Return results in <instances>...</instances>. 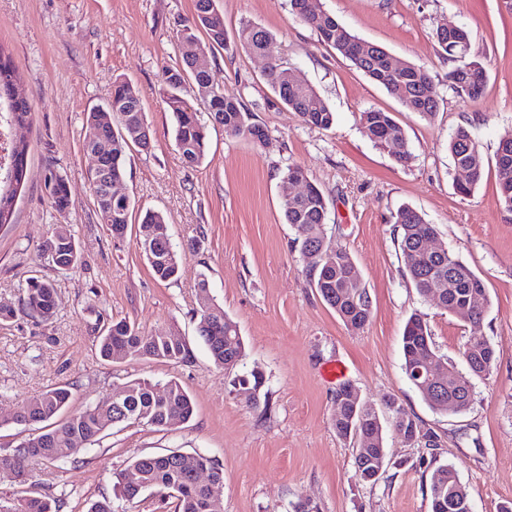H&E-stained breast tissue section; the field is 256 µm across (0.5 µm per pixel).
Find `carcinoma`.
<instances>
[{"mask_svg": "<svg viewBox=\"0 0 512 512\" xmlns=\"http://www.w3.org/2000/svg\"><path fill=\"white\" fill-rule=\"evenodd\" d=\"M217 0H194V14L189 23L179 30L178 38L198 40V33L205 35L204 45L210 50L226 49L229 46L224 23L211 18ZM301 21L316 33L318 39L350 60L371 80L382 86L407 109L425 119L435 116L439 93L423 68L407 64L402 69H390L387 52L379 45L362 40L351 34L333 16L325 12L310 11L296 14ZM273 35L261 26L244 23L235 36L234 46L256 54L269 53ZM441 55L456 62L448 72V84L456 93L473 101L482 98L486 87V71L477 58L470 55L461 58L456 48L471 49L469 32L459 27L442 38H436ZM289 70L274 62L267 73L268 81L279 99L296 112L308 125L327 129L334 122L330 110L315 89L307 82L288 81ZM18 77L10 58L0 53V99L12 95ZM163 103L173 113L176 121L175 141L183 159L190 165L200 163L208 149V131L200 123L192 104L193 96L209 83V75L192 69L187 58L168 67L163 72ZM207 105L212 124L224 129L231 136L244 137L256 144L267 139L264 127L256 121L253 113L240 101L213 93L207 96ZM9 117L3 127L4 152L0 167L14 173L0 184V228L10 223L17 184L26 174V144L12 137V128L21 127L29 121L30 108L25 101L7 105ZM360 123L365 134L377 143L389 137L403 139L400 126L390 113L367 109L360 113ZM141 100L132 84L116 80L112 87V152L121 154L119 167L126 172L128 153L132 147L147 149L150 140ZM454 164L470 170L469 178L456 182L457 193L468 196L483 180L487 161L471 131L460 126L448 141ZM495 174L499 194L498 200L506 210L512 211V145L497 149ZM92 195L101 223L122 231L128 229L132 215L129 198L102 200V188L97 177H91ZM49 185L53 187L51 198L56 210L64 211L71 205L66 180L58 174H50ZM284 223L295 231L299 252L316 251L326 233L327 204L320 188L309 183V192L302 199L286 202L283 207ZM167 224L165 216L158 211H147L141 219V246H146L145 237ZM436 233L435 225L426 221L417 210L405 206L395 214L394 235L403 267L409 281L423 296L429 295L437 284L443 286V295L436 306L470 322L481 320L488 305V295L482 280L460 257L446 249L440 253L425 250L424 239ZM53 240L57 245L52 265L59 270L74 267L79 254L69 226L56 227ZM151 250H143L153 275L161 281L173 280L179 273V255L173 248L170 235L159 234L152 239ZM356 268L351 255L345 250L327 253L320 258L319 265L306 268V274L323 301L330 306L344 325L351 330H362L371 317V298L361 278L352 275ZM56 307V289L48 280L31 278L24 290L21 311L29 316L49 318ZM209 318L196 315V332L206 346L213 364L231 371L245 356V344L236 324L224 313L223 307L212 304ZM403 369L409 382L417 389L423 400L434 410L463 413L473 400L475 378L489 376L494 367L495 351L491 342L483 336H471L459 350L463 368L459 369L443 357L445 364L441 381L433 391L420 378L416 369L420 359L436 355L430 330L418 314L408 319L402 340ZM97 349L104 359L114 361L126 357L159 359L172 363L185 362L190 358L186 341L178 336L149 335L127 320L110 323L97 337ZM266 379L262 370L255 367L250 372L237 374L232 387L257 392L250 404L256 408L268 407V392L264 391ZM356 390L349 384L336 388V414L332 425L336 435L343 440H357L354 454L355 476L362 482H370L375 468L387 459L384 446V427L378 412L355 403ZM72 393L67 388H54L22 404L13 417V423L30 426L53 421L48 430L25 440L9 455H0V479L10 480L29 477V462L35 458L48 462H61L63 457L72 458L114 428L141 425L167 431L177 424L188 422L194 415L195 406L190 395L174 380L152 383L134 379L126 383V395L119 406L105 403L82 410L67 411ZM391 414V426L410 442L418 431V423L395 398L383 400ZM432 467L429 481L431 512H472L470 495L453 468L444 463L421 459ZM211 471L212 481L202 484L197 481L198 470ZM116 489L128 501L140 498L145 492L154 493L160 500L172 498L177 512H221L217 504L224 497V475L216 461L202 453L179 455H143L132 460L116 475ZM64 502L37 496H20L0 500V512H62Z\"/></svg>", "mask_w": 512, "mask_h": 512, "instance_id": "obj_1", "label": "carcinoma"}]
</instances>
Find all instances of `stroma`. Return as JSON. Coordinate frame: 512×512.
Wrapping results in <instances>:
<instances>
[{
	"instance_id": "obj_1",
	"label": "stroma",
	"mask_w": 512,
	"mask_h": 512,
	"mask_svg": "<svg viewBox=\"0 0 512 512\" xmlns=\"http://www.w3.org/2000/svg\"><path fill=\"white\" fill-rule=\"evenodd\" d=\"M357 37L392 57L424 68L439 91L432 119L409 111L293 15L289 0H219L228 33L251 21L271 31L270 56L241 49L215 51L210 75L225 96L237 99L266 128L265 143L209 131L205 158L183 160L174 122L160 99L165 67L180 62L177 39L191 19L194 0H0V47L20 79L15 93L30 106L21 129L28 167L11 224L0 229V306L16 309L0 321V454L13 453L26 436L10 418L25 400L56 386L69 387L71 410L106 401L126 382L176 380L195 404L193 418L168 431L131 425L109 431L93 449L54 465L32 462L25 485L0 482V497L21 491L63 500V512H84L89 501L109 498L114 512H173L145 494L115 498L116 473L130 460L171 451L214 457L224 472V512H292L298 500L318 512H431L429 475L419 467L425 432L439 440L437 460L453 466L467 487L473 512H499L512 502V212L498 203L494 172L466 197L455 192L457 171L448 140L468 127L486 159L512 135V9L504 0H316ZM443 25L469 31L486 68L481 100L448 86L447 59L437 52ZM313 86L335 114L331 128L305 124L275 95L266 78L269 60ZM131 80L153 137L132 149L119 187L136 210L167 218L181 256L179 277L157 280L138 245L139 219L115 240L101 224L83 148L84 116L105 106L116 78ZM391 113L402 128L407 162L391 145L370 140L360 112ZM298 165L322 190L328 208L324 248L346 250L372 301L364 330H349L303 273L282 218L284 180ZM62 175L71 206L57 211L50 173ZM403 206L437 229V247L455 252L483 280L489 305L477 323H465L421 297L401 265L393 238ZM70 225L80 260L60 271L40 252L55 225ZM236 322L246 347L239 372L260 368L269 392L268 413L249 406L216 368L196 335V283ZM51 281L53 317L21 313L29 278ZM423 314L435 347L457 363L471 336L495 350L489 379L475 380L465 413L436 411L403 371L405 323ZM122 318L149 334L173 332L191 349L172 364L129 357L102 360L95 338ZM342 363L341 380L324 368ZM362 401L381 407L393 396L417 418L421 435L405 442L385 430L388 465L375 484L354 473V451L335 433L331 416L339 381Z\"/></svg>"
}]
</instances>
